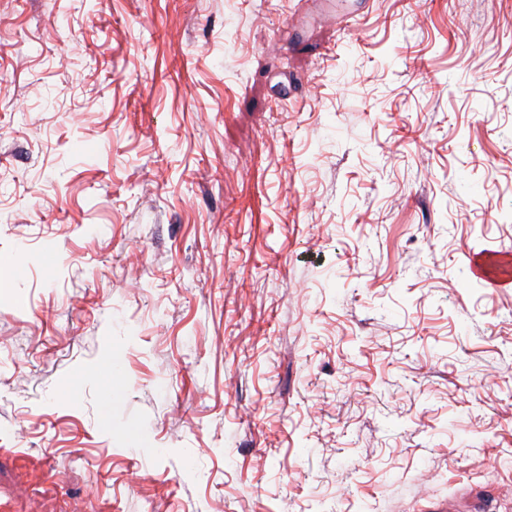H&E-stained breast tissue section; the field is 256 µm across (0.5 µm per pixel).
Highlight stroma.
I'll list each match as a JSON object with an SVG mask.
<instances>
[{"instance_id":"obj_1","label":"stroma","mask_w":512,"mask_h":512,"mask_svg":"<svg viewBox=\"0 0 512 512\" xmlns=\"http://www.w3.org/2000/svg\"><path fill=\"white\" fill-rule=\"evenodd\" d=\"M512 0H0V512H512ZM473 274L493 286L510 280L511 252L504 251L495 255L469 253L467 256Z\"/></svg>"}]
</instances>
